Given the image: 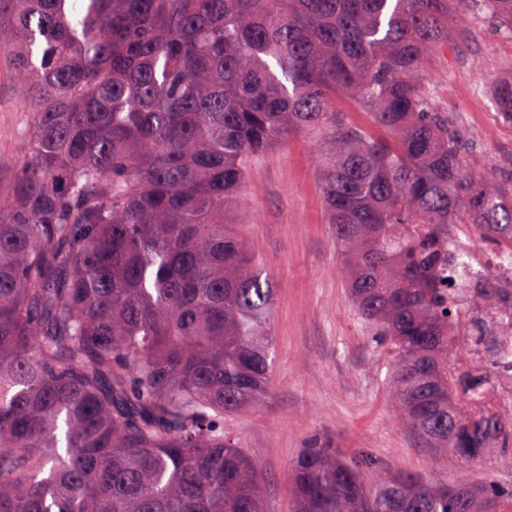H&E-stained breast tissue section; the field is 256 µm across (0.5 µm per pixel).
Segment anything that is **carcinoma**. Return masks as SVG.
Here are the masks:
<instances>
[{
	"label": "carcinoma",
	"instance_id": "obj_1",
	"mask_svg": "<svg viewBox=\"0 0 512 512\" xmlns=\"http://www.w3.org/2000/svg\"><path fill=\"white\" fill-rule=\"evenodd\" d=\"M458 3L512 36V0H0L30 112L0 200V512H265L224 417L269 391L275 291L224 215L253 158L311 130L336 141L324 198L400 422L512 468V349L489 335L512 336V288L470 287L448 243L466 224L512 256V191L483 186L419 83ZM493 102L512 126V73ZM289 476L293 512H512V484L326 448ZM336 112L343 113L351 124L369 127L371 118L363 106L348 98H336Z\"/></svg>",
	"mask_w": 512,
	"mask_h": 512
}]
</instances>
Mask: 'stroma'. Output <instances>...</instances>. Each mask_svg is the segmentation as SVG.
<instances>
[{
	"label": "stroma",
	"instance_id": "35a3bbf8",
	"mask_svg": "<svg viewBox=\"0 0 512 512\" xmlns=\"http://www.w3.org/2000/svg\"><path fill=\"white\" fill-rule=\"evenodd\" d=\"M448 43L423 75L445 112L469 134V159L495 191L512 189V127L490 96L512 70V37L486 19L456 15ZM0 51V199H9L28 155L19 137L29 114ZM328 136L294 133L251 160L246 200L225 220L241 231L275 289L270 390L257 406L224 420L262 469L267 512H291L288 466L302 448L348 457L366 451L394 470L434 471V456L403 428L386 379L388 353L376 345L346 290L324 200Z\"/></svg>",
	"mask_w": 512,
	"mask_h": 512
}]
</instances>
